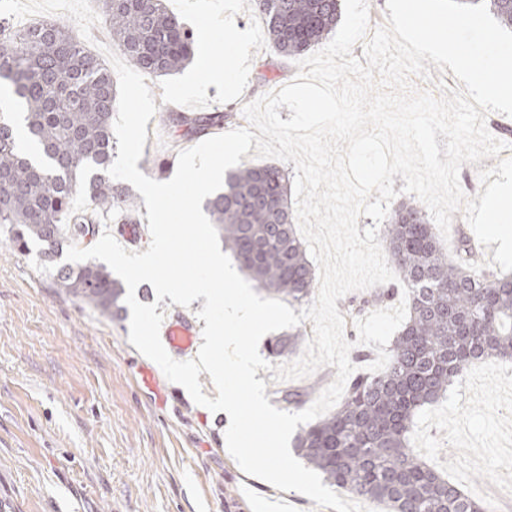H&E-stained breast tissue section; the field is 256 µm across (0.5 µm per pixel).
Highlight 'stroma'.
I'll use <instances>...</instances> for the list:
<instances>
[{
	"label": "stroma",
	"mask_w": 512,
	"mask_h": 512,
	"mask_svg": "<svg viewBox=\"0 0 512 512\" xmlns=\"http://www.w3.org/2000/svg\"><path fill=\"white\" fill-rule=\"evenodd\" d=\"M191 31L209 26L224 53V27L246 40L232 64L235 92L202 78L185 91L182 74L149 80L157 111L146 126L138 169L170 179L164 161L196 145L168 120L170 96L187 114L244 106L290 83L295 60L267 55L250 0H165ZM14 24L61 20L92 51L111 46L100 0H0ZM129 316L107 318L55 286L35 254L0 238V501L10 512H328L299 493L245 474L229 454L225 418L161 379L147 387L152 360L129 335ZM336 367L295 380L258 370L271 405L291 412L285 394L313 403ZM410 446L445 478L460 482L491 512H512V361L474 362L438 404L421 410Z\"/></svg>",
	"instance_id": "1"
}]
</instances>
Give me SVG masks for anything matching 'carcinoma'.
Returning <instances> with one entry per match:
<instances>
[{
  "label": "carcinoma",
  "mask_w": 512,
  "mask_h": 512,
  "mask_svg": "<svg viewBox=\"0 0 512 512\" xmlns=\"http://www.w3.org/2000/svg\"><path fill=\"white\" fill-rule=\"evenodd\" d=\"M112 42L140 72L167 76L193 58V35L164 0H101ZM512 29V0H488ZM270 52L289 59L325 42L340 18L339 0H255ZM24 109V122L0 119V227L9 245L36 250L52 263L64 243L86 235L99 216L127 223L133 202L106 177L116 140L117 92L112 75L62 21L3 25L0 86ZM228 118L222 111L180 115L177 125L203 136ZM87 201L72 210L75 194ZM224 250L268 295L311 301L315 275L297 236L288 185L275 165L228 173L205 203ZM380 241L409 298V315L391 344L383 372H357L336 410L303 428L295 448L325 482L388 512H486L459 483L410 448L416 413L438 402L468 367L486 358L512 360V273L478 271L468 239L448 254L425 211L403 201L382 225ZM56 286L112 318L124 310L125 288L102 265L58 269ZM394 295L374 288L344 307L352 320ZM298 331L271 344L270 354L296 353Z\"/></svg>",
  "instance_id": "obj_1"
}]
</instances>
